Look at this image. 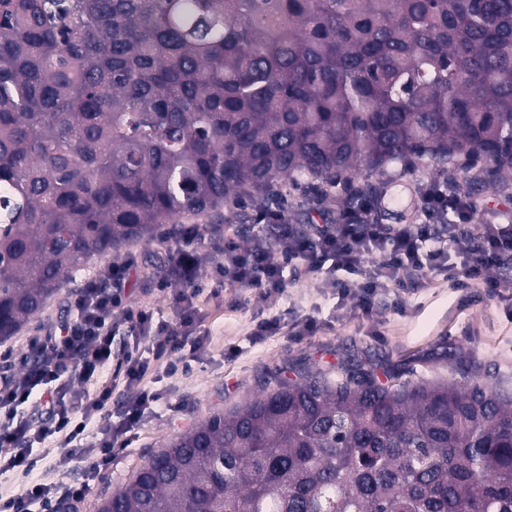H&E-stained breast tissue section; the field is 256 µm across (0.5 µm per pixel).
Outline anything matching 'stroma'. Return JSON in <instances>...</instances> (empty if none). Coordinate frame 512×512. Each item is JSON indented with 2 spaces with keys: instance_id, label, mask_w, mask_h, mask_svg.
I'll return each instance as SVG.
<instances>
[{
  "instance_id": "1",
  "label": "stroma",
  "mask_w": 512,
  "mask_h": 512,
  "mask_svg": "<svg viewBox=\"0 0 512 512\" xmlns=\"http://www.w3.org/2000/svg\"><path fill=\"white\" fill-rule=\"evenodd\" d=\"M167 242L155 238L121 251L137 268L128 287L130 305L148 307L155 323L175 325L174 305L159 291ZM337 274L330 259L299 278H287L276 295L256 288L224 286L202 272L196 291L199 325L210 341L202 355L191 351L192 337L173 338L171 350L121 325L113 331L112 358L98 377L112 387L113 401L125 390L120 365L126 357L141 359L149 371L141 386L162 393L138 425L122 426L119 409L86 420L81 443L94 446L98 428L107 422L117 429L112 462L89 472L85 458L72 454L64 437L55 435L35 444L30 470L0 474V503L23 495L33 484L68 485L90 480L91 491L80 512H98L101 501L125 486L151 453L183 429L212 414L230 411L261 391L272 373L305 365L336 378L351 366L391 373H413L424 379L463 382L484 379L512 390V278L501 280L496 292L456 288L444 277L378 298L369 314L353 301L339 299L332 285ZM67 313V297L59 295L45 310L8 340L0 342V377L19 372L17 360L29 343ZM278 317L291 324L315 319L318 329L305 336L282 331L254 341L256 319Z\"/></svg>"
}]
</instances>
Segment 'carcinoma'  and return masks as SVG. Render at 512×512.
I'll list each match as a JSON object with an SVG mask.
<instances>
[{
	"label": "carcinoma",
	"mask_w": 512,
	"mask_h": 512,
	"mask_svg": "<svg viewBox=\"0 0 512 512\" xmlns=\"http://www.w3.org/2000/svg\"><path fill=\"white\" fill-rule=\"evenodd\" d=\"M512 180V0H0V340L92 261L282 186L388 164ZM250 203L252 212L243 210ZM99 512H512V391L277 377L152 454Z\"/></svg>",
	"instance_id": "obj_1"
}]
</instances>
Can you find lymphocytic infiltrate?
<instances>
[{"mask_svg": "<svg viewBox=\"0 0 512 512\" xmlns=\"http://www.w3.org/2000/svg\"><path fill=\"white\" fill-rule=\"evenodd\" d=\"M472 213L473 206L456 179L446 176L427 183L413 224L379 223L368 203L319 224H292L283 211L275 210L258 217L275 228L274 239L256 232L244 246L228 236L214 254L200 250V230L189 224L167 250L169 273L158 288L177 308L180 332L194 336L199 350L207 339L197 333L196 309L188 290L206 267L221 283L272 294L283 290L285 268L301 274L316 268L318 258L328 257L349 274L348 279L334 281L337 295L353 299L365 313L379 292L414 286L433 275L446 276L458 285L494 289L498 282L492 271L512 261V224L491 222L475 233L469 227ZM449 223L455 233L446 243L440 228ZM134 270L130 262L115 265L87 281L69 298L67 317L32 341L19 358V377L0 380L1 473L30 466L28 442L56 434L77 440L85 429L84 417L110 408L111 388H103L87 403L74 399L73 393L79 384L97 378L110 361L117 322L130 324L142 336L165 335V327L154 324L150 311L125 304L124 292ZM147 370L141 360L127 358L124 378L135 393L123 402L124 427H134L144 411L161 399L160 393L139 387ZM37 389L42 392L38 398L33 395ZM27 403L40 414V421L17 419L18 407ZM89 487L86 481L60 491L36 485L24 497L0 504V512H32L34 505L53 500L76 512Z\"/></svg>", "mask_w": 512, "mask_h": 512, "instance_id": "f902f5d3", "label": "lymphocytic infiltrate"}]
</instances>
